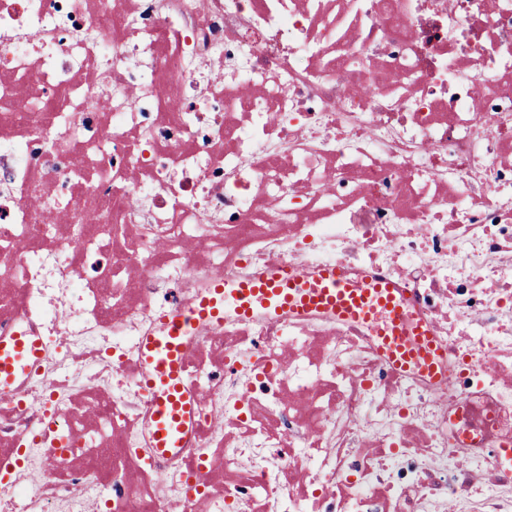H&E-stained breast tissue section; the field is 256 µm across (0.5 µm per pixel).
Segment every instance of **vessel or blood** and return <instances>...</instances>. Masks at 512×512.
<instances>
[{"instance_id": "1", "label": "vessel or blood", "mask_w": 512, "mask_h": 512, "mask_svg": "<svg viewBox=\"0 0 512 512\" xmlns=\"http://www.w3.org/2000/svg\"><path fill=\"white\" fill-rule=\"evenodd\" d=\"M228 301L244 317L250 316L259 305L272 314L285 309L299 312L327 309L342 319L365 318L381 311L388 320L384 351L389 359L398 364L414 361L427 370L433 367L431 342L423 333L403 331L404 312L395 303L390 286L353 287L334 267L325 269L312 284L303 283L285 267L276 269L269 277L231 290L219 283L209 295L163 315L164 335L145 336L140 340L146 368L141 386L153 401L155 449L161 455L175 456L193 423L190 398L183 385L181 340L199 321L221 322ZM42 353V341L38 337L19 334L0 339V393H13L17 381L38 367Z\"/></svg>"}]
</instances>
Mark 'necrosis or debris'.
Masks as SVG:
<instances>
[{
  "label": "necrosis or debris",
  "mask_w": 512,
  "mask_h": 512,
  "mask_svg": "<svg viewBox=\"0 0 512 512\" xmlns=\"http://www.w3.org/2000/svg\"><path fill=\"white\" fill-rule=\"evenodd\" d=\"M288 267L384 316L225 314L153 448L139 341ZM0 512H512V0H0ZM42 341L36 336L17 334L0 339V393L15 392L16 383L33 372L42 357Z\"/></svg>",
  "instance_id": "1"
}]
</instances>
